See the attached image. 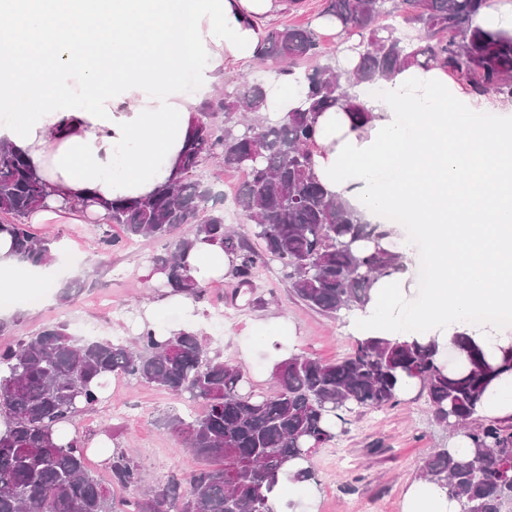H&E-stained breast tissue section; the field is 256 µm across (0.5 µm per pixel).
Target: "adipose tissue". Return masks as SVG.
I'll return each mask as SVG.
<instances>
[{
    "mask_svg": "<svg viewBox=\"0 0 512 512\" xmlns=\"http://www.w3.org/2000/svg\"><path fill=\"white\" fill-rule=\"evenodd\" d=\"M276 0H0V97H19L21 112L0 114V143L24 154L48 185L30 224L104 216L103 202L145 196L174 179L176 163L198 118L183 78L211 90L218 70L261 51L263 15ZM99 33L108 55L86 64L71 51L76 36ZM62 65L51 80L21 76L36 49ZM272 116L285 119L303 96L296 75L265 88ZM369 119L352 129L338 108L317 117L313 173L328 193L376 224L400 209L421 221L436 287L418 307L406 305V273L375 284L352 318L363 336H435L468 329L478 309L512 310V125L483 126L475 99L449 87L440 68L409 67L378 98H362ZM233 257L200 242L187 255L200 285L226 275ZM41 271L25 273L0 234V297L29 301L51 287ZM278 482L274 512H314L307 482ZM403 512H458L437 485L409 487Z\"/></svg>",
    "mask_w": 512,
    "mask_h": 512,
    "instance_id": "1",
    "label": "adipose tissue"
}]
</instances>
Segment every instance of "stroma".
Returning a JSON list of instances; mask_svg holds the SVG:
<instances>
[{
	"label": "stroma",
	"instance_id": "stroma-1",
	"mask_svg": "<svg viewBox=\"0 0 512 512\" xmlns=\"http://www.w3.org/2000/svg\"><path fill=\"white\" fill-rule=\"evenodd\" d=\"M281 69L274 58L229 67L216 87L232 92L244 81L263 85ZM193 178L223 193L225 224L239 236L253 239L254 226L237 204L244 174L210 161ZM35 232L56 238L60 258L51 271L55 285L44 289L39 304H0V317L15 321L17 335L64 321L70 334L81 339L128 340L136 336L147 306L166 296L165 289L144 275L147 256L161 250L157 242L140 238L104 256L97 248L98 222L44 224ZM75 266L83 269L80 287L72 302H61V289L71 283L70 270ZM235 290V283L224 277L211 281L196 299L205 316L201 335L222 360L245 371L255 391L270 392L273 379L257 337L245 333L251 322L285 319L295 329V351L326 362L343 357L355 344L357 336L348 318L304 305L277 263L257 268L251 294L239 297ZM182 410L178 400L154 385L111 381L97 409L77 416L72 429L89 444L88 466L102 481H109L110 474L91 449L98 438L125 450L152 482L162 483L174 475L188 477L202 466L182 438L162 424L166 416ZM457 437V432L433 421L424 396L417 392L392 406L355 409L338 423L335 440L312 459L316 512H403L404 492L418 480L424 460L434 449L452 446Z\"/></svg>",
	"mask_w": 512,
	"mask_h": 512
}]
</instances>
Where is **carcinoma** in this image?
<instances>
[{
    "label": "carcinoma",
    "mask_w": 512,
    "mask_h": 512,
    "mask_svg": "<svg viewBox=\"0 0 512 512\" xmlns=\"http://www.w3.org/2000/svg\"><path fill=\"white\" fill-rule=\"evenodd\" d=\"M487 0H327L322 16L336 20L338 35L351 38L358 63L351 71L319 64L303 72L302 107L285 120L263 114L265 89L245 85L217 101L220 125L206 112L178 160L179 176L145 197L110 204L103 220L122 227L124 237L106 231L101 250L149 237L164 242V252L149 259L160 282L173 293L198 297L203 287L188 276L182 258L198 240L218 242L234 257L228 278L239 288L252 285L265 260L281 264L293 293L327 315L364 309L374 284L405 269V256L382 246L391 234L384 224H369L348 204L328 196L312 172L311 145L316 117L330 108L347 112L354 126L366 112L359 88L382 87L409 66L440 67L466 81L470 92L512 100V35L471 26ZM400 17L421 33L404 42L384 23ZM319 55L310 28L269 29L261 57L288 62L284 73ZM245 173L238 203L254 224L262 250L252 248L224 224L222 195L188 179L208 160ZM46 199L45 183L25 157L0 145V234L8 235L17 259L32 266L52 259L54 239L40 237L25 216ZM187 231L173 237L176 229ZM463 361L450 371L439 360L432 337H366L340 359L323 362L292 354L274 367L275 390H245L246 373L211 353L190 332L158 335L144 326L135 341L76 340L64 324L17 336L0 349V512H224L227 500L237 512H274L267 493L285 474L288 462H311L335 437L332 419L357 408L378 409L399 400L405 378L425 393L433 419L462 429L467 454L436 448L424 460L420 478L434 481L459 502L460 512H505L512 503V471L503 468L512 447V428L477 422L478 406L490 384L512 371V345L501 348L496 364L481 342L457 333L448 344ZM152 383L178 400L204 410L173 414L166 426L184 438L194 454L214 466L183 480L172 478L143 496L116 498L111 488L140 491L146 478L125 451L107 462L112 487L86 464L81 436L65 444L55 427L80 412L96 409L112 378Z\"/></svg>",
    "instance_id": "carcinoma-1"
}]
</instances>
